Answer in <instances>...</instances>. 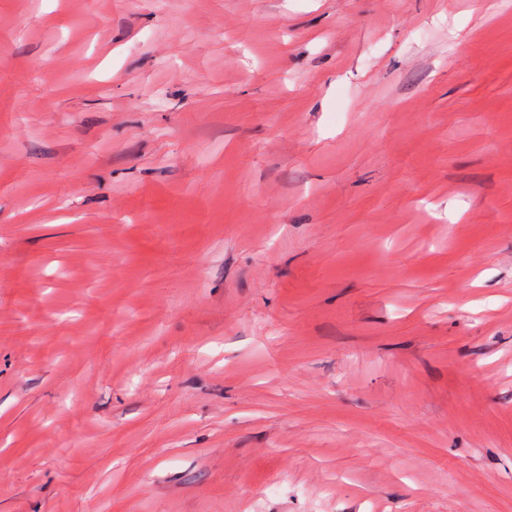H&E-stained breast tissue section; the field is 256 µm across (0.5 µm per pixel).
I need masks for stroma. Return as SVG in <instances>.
<instances>
[{
  "instance_id": "obj_1",
  "label": "stroma",
  "mask_w": 512,
  "mask_h": 512,
  "mask_svg": "<svg viewBox=\"0 0 512 512\" xmlns=\"http://www.w3.org/2000/svg\"><path fill=\"white\" fill-rule=\"evenodd\" d=\"M0 512H512V0H0Z\"/></svg>"
}]
</instances>
